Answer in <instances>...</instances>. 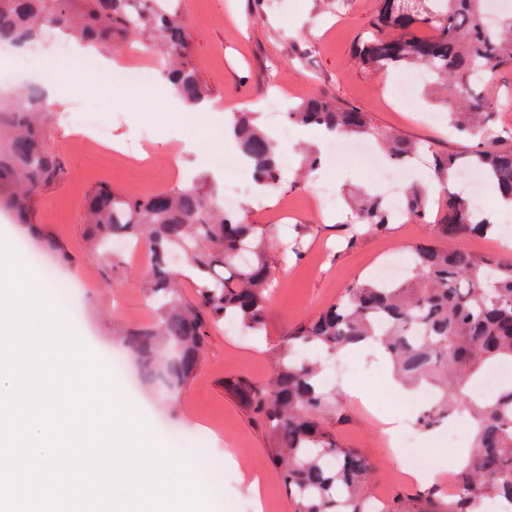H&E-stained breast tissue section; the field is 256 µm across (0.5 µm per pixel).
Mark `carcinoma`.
<instances>
[{
  "mask_svg": "<svg viewBox=\"0 0 512 512\" xmlns=\"http://www.w3.org/2000/svg\"><path fill=\"white\" fill-rule=\"evenodd\" d=\"M484 12L485 0H377L373 32L357 54L361 64L384 71L422 65L448 85L442 103L448 126L472 143V151L465 162L449 153L432 158L444 183V209L433 225L442 243L414 247L412 279L393 286L373 278L356 282L342 299L296 325L271 346L269 379L230 384L264 429L266 454L284 477L293 512H364L373 472L331 427L336 398L320 384L322 363L295 357L294 349L309 344L333 358L373 342L404 386L437 390L435 405L418 413L420 426L431 428L460 409L473 420L472 450L456 475L455 493L444 495L432 485L408 503L398 498L380 506V512H481L488 500L512 502V384H502L491 397L470 394L492 365L512 362V262L456 245L463 237L493 235L496 225L477 218L469 201L451 190L457 170L473 165L487 174L498 199L512 204V128L497 126L491 102L473 93L477 76L512 65V12L495 25L484 21ZM419 27L432 33L419 36ZM46 28L97 48L136 42L159 54L165 77L186 103L210 99L209 86L191 65L180 0H0V44H35ZM45 117L44 92L36 85L0 104V206L50 251L55 241L30 223L40 190L61 177ZM285 118L333 134L381 137L397 162L418 150L380 132L367 113L324 97L303 101ZM232 134L253 162L257 181L277 188L276 142L248 112L235 117ZM428 204L419 187L404 190L409 217L427 220ZM354 209L365 230L382 231L392 222L377 196L359 199ZM84 224L88 244L111 272L121 263L109 251L115 238L140 243L149 255L144 294L155 318L122 334L143 382L183 389L201 364L204 337L217 323L231 319L247 335L264 332L275 270L272 230L224 210L205 182L179 183L144 197L101 184L86 198ZM173 252L182 253L184 268L169 264ZM185 279L195 288L191 298L182 292Z\"/></svg>",
  "mask_w": 512,
  "mask_h": 512,
  "instance_id": "obj_1",
  "label": "carcinoma"
}]
</instances>
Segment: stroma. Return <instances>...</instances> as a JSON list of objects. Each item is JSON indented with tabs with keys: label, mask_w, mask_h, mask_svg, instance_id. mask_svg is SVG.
Returning a JSON list of instances; mask_svg holds the SVG:
<instances>
[{
	"label": "stroma",
	"mask_w": 512,
	"mask_h": 512,
	"mask_svg": "<svg viewBox=\"0 0 512 512\" xmlns=\"http://www.w3.org/2000/svg\"><path fill=\"white\" fill-rule=\"evenodd\" d=\"M376 0H181L191 34V63L211 90L216 110L200 114L175 102L163 83L132 93L119 103L114 84L102 80L93 60L79 67L62 65L54 74L60 102L47 116L50 143L63 174L39 194L32 223L52 236L57 249L32 255L24 248L26 226L0 208V232L19 249L36 276L54 265L57 281L77 286V306L68 315L82 338L90 362L107 369L144 414L163 447L179 449V437L202 439L215 469L202 473L207 482L224 485L220 512H291L281 474L265 452L262 429L226 391L227 380L246 376L266 380L272 367L269 347L287 328L318 315L336 303L353 282L368 278L388 260L409 262L411 249L433 237L431 225L414 219L390 224L382 232H366L341 220L350 193L366 187L369 173L358 155L328 162L304 185L278 189V199L293 200L295 209L287 234H275L274 281L266 332L251 338L224 325L212 327L204 341L197 375L178 393L166 396L142 385L133 369L114 370L110 355L120 353L119 330L149 323L153 312L139 282L146 263L124 258L113 273L114 287L105 285V268L85 239L83 211L91 189L109 184L132 195H146L201 174L221 170L222 181L235 179V150L222 141L223 118L256 113L259 123L273 129L263 109L273 93L287 105L322 95L367 112L380 130L443 153L466 156L470 146L449 136L445 126L425 122L424 111L439 109L444 89L419 86L414 97L392 98V73L362 66L357 46L371 29ZM479 92L494 106L499 124L512 127V66L495 70ZM92 113L97 125L115 142L138 143L149 136L144 160L112 161L93 153L63 120L74 109ZM193 150H185V143ZM327 187L336 196V210L324 212L316 190ZM338 377L330 383L340 419L336 434L374 465L372 488L383 499L418 490L406 474L413 457L424 456L429 468L447 473L458 459L449 448V427L459 418L431 430H418L410 451L394 454L383 447L381 411L417 417L411 399L388 389L394 372L387 358L371 348L338 359ZM260 477L261 502H254L248 484Z\"/></svg>",
	"instance_id": "obj_1"
}]
</instances>
